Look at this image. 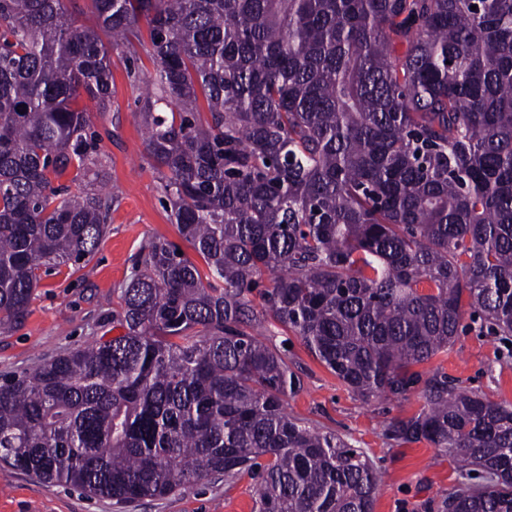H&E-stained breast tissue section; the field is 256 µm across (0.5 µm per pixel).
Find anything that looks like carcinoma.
<instances>
[{
	"label": "carcinoma",
	"mask_w": 512,
	"mask_h": 512,
	"mask_svg": "<svg viewBox=\"0 0 512 512\" xmlns=\"http://www.w3.org/2000/svg\"><path fill=\"white\" fill-rule=\"evenodd\" d=\"M90 2L93 27L0 0V333L106 233L80 99L110 108L118 48L155 64L135 117L208 272L142 244L122 333L0 376V462L117 501L247 474L257 512H373L364 452L285 411L301 378L274 322L365 400L419 392L385 436L491 478L442 512H512V406L416 370L467 309L512 335V0Z\"/></svg>",
	"instance_id": "obj_1"
}]
</instances>
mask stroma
Returning a JSON list of instances; mask_svg holds the SVG:
<instances>
[{
    "mask_svg": "<svg viewBox=\"0 0 512 512\" xmlns=\"http://www.w3.org/2000/svg\"><path fill=\"white\" fill-rule=\"evenodd\" d=\"M154 69L147 56L133 61L126 51H113L112 107L91 114L108 172L99 188L117 197L106 234L80 269L65 267L42 276L23 325L0 334V372L20 373L64 349L112 337L114 291L128 279L133 257L146 240L167 239L187 257H195L164 202L145 150V131L135 118ZM267 337L276 346L289 342L288 363L302 379L301 390L288 399L289 414L341 436L377 468L381 482L373 512H438L448 494L474 483L470 468L445 449L426 441L398 444L385 436V421L411 416L422 408L418 393L402 400L364 401L299 336L273 325ZM426 368L447 374L491 401L512 404V342L490 333L481 321L465 320L448 351ZM255 499L254 482L245 475L230 483L212 478L161 500L120 505L88 498L76 488L48 483L0 463V512H255Z\"/></svg>",
    "mask_w": 512,
    "mask_h": 512,
    "instance_id": "35a3bbf8",
    "label": "stroma"
}]
</instances>
